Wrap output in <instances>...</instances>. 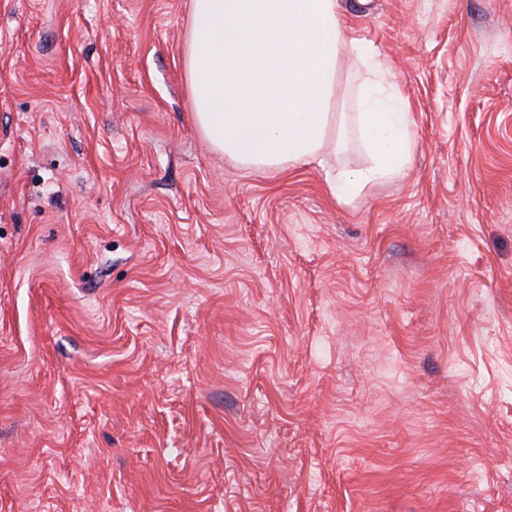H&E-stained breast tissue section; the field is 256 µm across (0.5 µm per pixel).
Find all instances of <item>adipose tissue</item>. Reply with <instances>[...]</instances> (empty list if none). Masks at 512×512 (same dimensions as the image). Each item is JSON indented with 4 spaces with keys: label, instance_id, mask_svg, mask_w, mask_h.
Returning a JSON list of instances; mask_svg holds the SVG:
<instances>
[{
    "label": "adipose tissue",
    "instance_id": "obj_1",
    "mask_svg": "<svg viewBox=\"0 0 512 512\" xmlns=\"http://www.w3.org/2000/svg\"><path fill=\"white\" fill-rule=\"evenodd\" d=\"M363 66L350 111L337 109L343 58ZM186 65L196 125L241 166L314 164L341 203L398 177L412 161L411 116L392 73L350 36L337 0H191ZM357 140L370 156L335 170L328 151Z\"/></svg>",
    "mask_w": 512,
    "mask_h": 512
}]
</instances>
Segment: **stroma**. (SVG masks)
Returning a JSON list of instances; mask_svg holds the SVG:
<instances>
[{"instance_id":"stroma-1","label":"stroma","mask_w":512,"mask_h":512,"mask_svg":"<svg viewBox=\"0 0 512 512\" xmlns=\"http://www.w3.org/2000/svg\"><path fill=\"white\" fill-rule=\"evenodd\" d=\"M340 4L350 204L210 146L189 0H0V512H512V0Z\"/></svg>"}]
</instances>
